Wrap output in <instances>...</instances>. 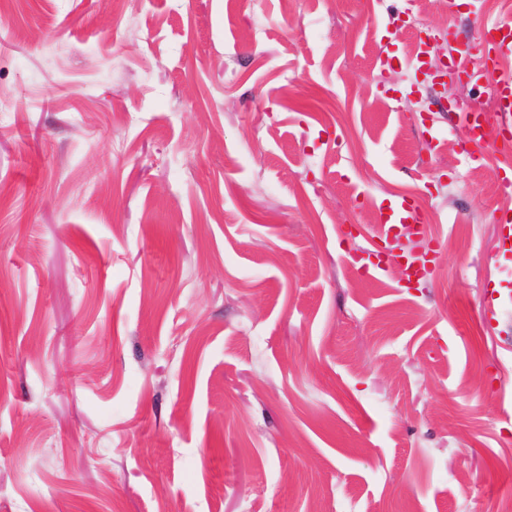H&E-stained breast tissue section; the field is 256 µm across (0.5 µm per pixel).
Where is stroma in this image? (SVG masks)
<instances>
[{
    "mask_svg": "<svg viewBox=\"0 0 512 512\" xmlns=\"http://www.w3.org/2000/svg\"><path fill=\"white\" fill-rule=\"evenodd\" d=\"M477 24L463 0H0V512H498L512 147L467 143L438 106L489 98L415 99L408 65ZM401 198L403 249L434 256L412 287L360 263ZM380 239L389 243L401 236L421 232L420 217L412 205L402 199L379 206Z\"/></svg>",
    "mask_w": 512,
    "mask_h": 512,
    "instance_id": "35a3bbf8",
    "label": "stroma"
}]
</instances>
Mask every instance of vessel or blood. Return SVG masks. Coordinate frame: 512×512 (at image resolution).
<instances>
[{
    "instance_id": "1",
    "label": "vessel or blood",
    "mask_w": 512,
    "mask_h": 512,
    "mask_svg": "<svg viewBox=\"0 0 512 512\" xmlns=\"http://www.w3.org/2000/svg\"><path fill=\"white\" fill-rule=\"evenodd\" d=\"M479 48L488 57L487 70L468 72L470 83L482 90L492 102L501 122H492L489 112L476 106L460 105L464 114L463 135L473 144L502 142L512 138V76L502 74L500 59L512 56V19H484L479 25ZM380 239L391 242L401 236L420 232V217L406 201H387L379 206Z\"/></svg>"
}]
</instances>
